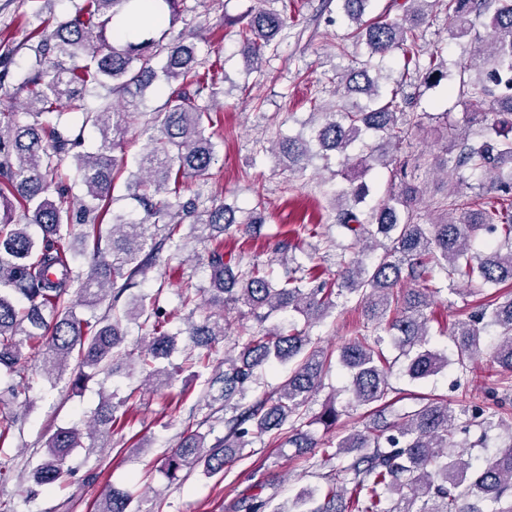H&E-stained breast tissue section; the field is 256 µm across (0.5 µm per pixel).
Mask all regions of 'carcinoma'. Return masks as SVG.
Segmentation results:
<instances>
[{
    "mask_svg": "<svg viewBox=\"0 0 512 512\" xmlns=\"http://www.w3.org/2000/svg\"><path fill=\"white\" fill-rule=\"evenodd\" d=\"M129 2L81 0L72 18L34 29L37 69L23 82L33 123L19 125L10 113H0V180L16 187L23 212L22 220L15 221L14 204L0 191V371L20 377L0 389V411L32 388L22 376L31 352H41L58 376L71 358H77L79 371L72 387L80 389L130 360L124 325L139 319L149 329L138 364L153 389H171L175 372L157 361L170 356L182 334L192 348L215 349L226 336L222 310L232 307L257 326L242 325L245 339L237 344L239 352L224 353V361L212 369L209 387H218L224 402V435L210 444L204 433H187L164 458V467L172 476L198 467L213 476L254 439L269 433L280 440V447L302 456L317 445L307 430L308 415L311 399L331 368L329 355L309 328L329 315L337 298L348 295L357 299L371 323L370 331L344 345L338 355L350 378L353 407L394 405L390 362L383 350L387 338L406 359L409 377L423 380L450 363L470 368L486 348L485 329L493 327L497 336L490 358L512 371L511 292L457 322L450 355L429 347L427 315L440 293L438 281L450 288L461 282L480 287L512 283V0H446L451 36L475 44L468 69L477 73V80L461 96L469 122L483 124L475 133L467 128L457 134L456 153L443 162L459 184L478 189L457 204L454 217L431 224L414 221L422 196L407 180L406 162L398 158L399 146L408 138V128L399 120L406 98L396 88L383 99L378 79L364 67L343 75L348 99L322 113L309 135L276 142L275 158L290 171L305 170L315 158L328 165L343 157L337 174L346 185L333 193L332 206L334 222L350 243L337 255L331 283L319 280L296 259V244L286 237L273 246L284 265L280 278L262 271L253 259L225 257L220 236L232 230L261 236L262 211L226 203L202 210L199 195L182 198L184 180L206 175L215 161V143L206 134L208 109L198 100L217 94L218 73L200 70L196 44L183 35L165 45L148 32L135 41L108 39L116 7ZM370 2L343 0L346 16L356 25L352 38L365 45L369 56L383 59L400 49L427 87L448 78L438 54L425 51L416 34L428 17L426 7L440 0H404L398 21L363 20ZM287 11L286 5L281 11L253 6L242 16L224 18V27L236 28L247 69H254L288 27ZM480 18L487 20V40L474 32ZM157 64L164 79L177 88L155 110V134L149 137L138 171L127 181L144 217L115 216L105 230L102 215L121 173L113 152L121 145L132 113L110 106L89 110L84 93L91 85L110 84L112 93L123 97L149 82ZM64 97L70 109L82 114L77 129L61 123L58 101ZM88 126L101 136L98 151L73 155L85 200L77 206L53 200L49 191L61 163L82 144ZM368 130L378 134L379 142L351 158L348 150ZM376 169L388 170L399 188L391 189L367 213L361 208L369 195L363 178ZM474 176L476 185L468 181ZM184 225L196 240L217 244L207 255L210 287L186 285L182 304H195L202 292L207 304L221 313L190 320L185 330L173 332L154 301L141 296L123 305L120 300L138 280H146L164 249L181 250ZM481 230L494 235L496 242L476 256L470 253L471 243ZM87 255L92 262L84 274L77 262ZM107 299L108 311L95 321L76 311ZM284 310L302 316L304 327L285 332L266 326ZM287 361L292 366L276 393L247 398L265 367ZM117 410L104 397L87 431H54L34 469L35 487L65 481L70 475L67 461L75 449L84 447V438L107 445ZM472 426L482 430L485 440L496 424L481 411L463 420L448 404L421 398L383 430H351L322 458L321 466L332 468L335 477L324 489L297 501L296 507L299 512H484L482 503L489 501L496 505L495 512H512V441L476 465L453 440L456 429L467 432ZM264 487L252 486L234 503V512H276L263 496ZM132 501L128 492L109 487L95 512H132Z\"/></svg>",
    "mask_w": 512,
    "mask_h": 512,
    "instance_id": "obj_1",
    "label": "carcinoma"
}]
</instances>
